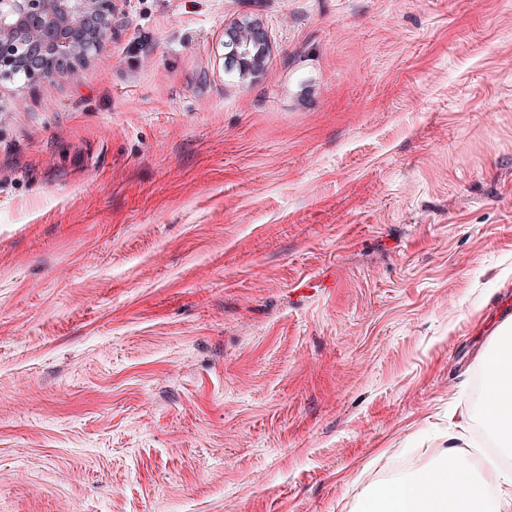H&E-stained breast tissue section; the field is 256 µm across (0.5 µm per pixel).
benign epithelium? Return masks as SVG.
I'll use <instances>...</instances> for the list:
<instances>
[{"mask_svg":"<svg viewBox=\"0 0 512 512\" xmlns=\"http://www.w3.org/2000/svg\"><path fill=\"white\" fill-rule=\"evenodd\" d=\"M114 0H0V82L68 81L112 31ZM225 60L244 79L261 73L270 39L258 21L225 29Z\"/></svg>","mask_w":512,"mask_h":512,"instance_id":"7a95c632","label":"benign epithelium"}]
</instances>
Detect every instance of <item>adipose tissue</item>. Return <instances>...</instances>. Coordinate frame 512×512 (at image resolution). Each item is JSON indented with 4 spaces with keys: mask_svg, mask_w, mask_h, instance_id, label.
Instances as JSON below:
<instances>
[{
    "mask_svg": "<svg viewBox=\"0 0 512 512\" xmlns=\"http://www.w3.org/2000/svg\"><path fill=\"white\" fill-rule=\"evenodd\" d=\"M484 375L482 417L501 447L512 446V336L501 335L480 361ZM356 512H512V496L488 493L470 457L449 448L419 474L379 485Z\"/></svg>",
    "mask_w": 512,
    "mask_h": 512,
    "instance_id": "ef3b65f1",
    "label": "adipose tissue"
}]
</instances>
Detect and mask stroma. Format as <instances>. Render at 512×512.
<instances>
[{
	"mask_svg": "<svg viewBox=\"0 0 512 512\" xmlns=\"http://www.w3.org/2000/svg\"><path fill=\"white\" fill-rule=\"evenodd\" d=\"M511 303L512 0H115L0 84V512H354L458 431L512 471ZM224 47L227 64L236 67L243 79L261 73L270 52V39L265 27L258 21L230 25L225 29ZM492 355L480 360L484 375L482 417L501 448L512 446V332L500 334Z\"/></svg>",
	"mask_w": 512,
	"mask_h": 512,
	"instance_id": "obj_1",
	"label": "stroma"
}]
</instances>
